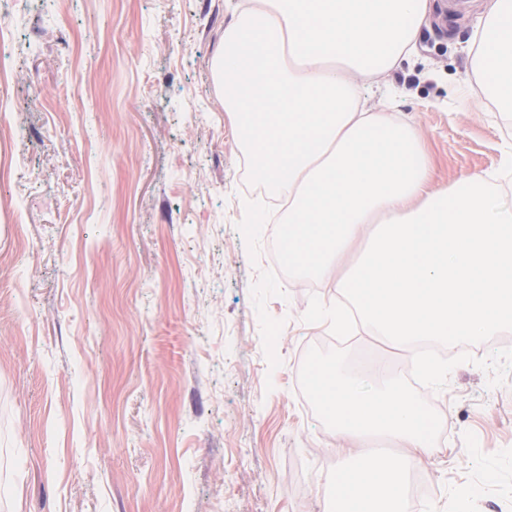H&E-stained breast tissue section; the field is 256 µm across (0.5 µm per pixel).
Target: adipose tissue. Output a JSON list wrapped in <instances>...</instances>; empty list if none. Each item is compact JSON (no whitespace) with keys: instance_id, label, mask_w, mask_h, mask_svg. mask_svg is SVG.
<instances>
[{"instance_id":"obj_1","label":"adipose tissue","mask_w":512,"mask_h":512,"mask_svg":"<svg viewBox=\"0 0 512 512\" xmlns=\"http://www.w3.org/2000/svg\"><path fill=\"white\" fill-rule=\"evenodd\" d=\"M468 52L478 77L477 90L498 112L512 113V0H488L475 24ZM377 383L364 388L357 376H344L325 362L314 367L308 384L337 435L351 441L378 436L402 448L429 447L435 422L408 390L390 377L385 365L374 368ZM337 512H378L381 505L410 512L403 494L402 465L363 456L337 468L333 479Z\"/></svg>"}]
</instances>
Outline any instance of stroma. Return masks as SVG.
Returning <instances> with one entry per match:
<instances>
[{"mask_svg":"<svg viewBox=\"0 0 512 512\" xmlns=\"http://www.w3.org/2000/svg\"><path fill=\"white\" fill-rule=\"evenodd\" d=\"M486 0H430L396 93L443 188L504 164L512 124L469 109ZM247 0H0L13 168L0 182V512H333L341 449L312 367L385 361L441 421L396 459L415 512H512V373L434 391L367 328L305 323L336 286L271 258L282 195L258 193L215 60Z\"/></svg>","mask_w":512,"mask_h":512,"instance_id":"obj_1","label":"stroma"}]
</instances>
